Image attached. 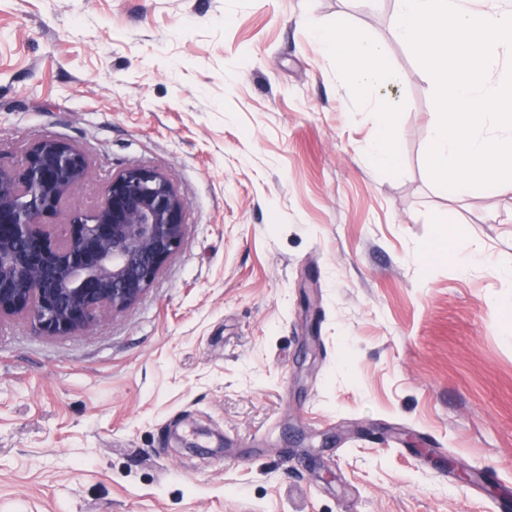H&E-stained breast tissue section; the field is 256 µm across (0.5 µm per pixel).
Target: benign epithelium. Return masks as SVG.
Listing matches in <instances>:
<instances>
[{
  "label": "benign epithelium",
  "mask_w": 512,
  "mask_h": 512,
  "mask_svg": "<svg viewBox=\"0 0 512 512\" xmlns=\"http://www.w3.org/2000/svg\"><path fill=\"white\" fill-rule=\"evenodd\" d=\"M91 178L87 156L60 139L0 163V319L82 335L136 304L180 250L185 202L162 173L127 168L84 207L75 194Z\"/></svg>",
  "instance_id": "obj_1"
}]
</instances>
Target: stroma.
Returning <instances> with one entry per match:
<instances>
[{
	"mask_svg": "<svg viewBox=\"0 0 512 512\" xmlns=\"http://www.w3.org/2000/svg\"><path fill=\"white\" fill-rule=\"evenodd\" d=\"M393 10L0 0V162L61 138L82 203L131 166L186 203L121 315L0 321V512H512V192L433 180ZM345 27L400 83L352 85L320 43ZM366 112H369V119L376 127V134L370 147L372 158L382 166H395L397 162L395 142L386 127V115L391 110L386 103L382 102Z\"/></svg>",
	"mask_w": 512,
	"mask_h": 512,
	"instance_id": "35a3bbf8",
	"label": "stroma"
}]
</instances>
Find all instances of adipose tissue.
I'll return each mask as SVG.
<instances>
[{
    "mask_svg": "<svg viewBox=\"0 0 512 512\" xmlns=\"http://www.w3.org/2000/svg\"><path fill=\"white\" fill-rule=\"evenodd\" d=\"M324 50L335 54L340 65L349 71L355 86L373 84L384 74L383 46L359 31L338 30L335 42L325 43Z\"/></svg>",
    "mask_w": 512,
    "mask_h": 512,
    "instance_id": "obj_1",
    "label": "adipose tissue"
}]
</instances>
